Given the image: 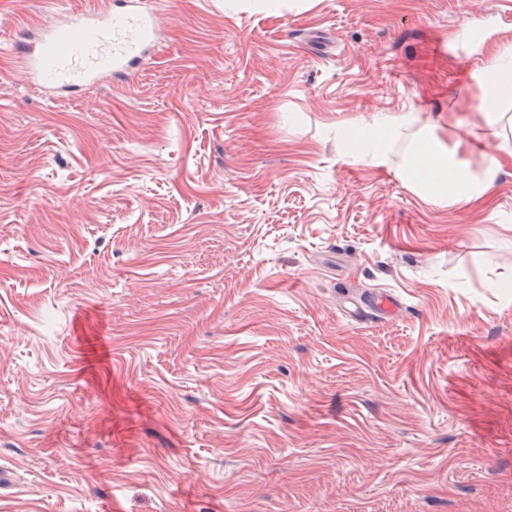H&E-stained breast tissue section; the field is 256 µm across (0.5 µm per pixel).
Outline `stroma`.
<instances>
[{
    "instance_id": "obj_1",
    "label": "stroma",
    "mask_w": 512,
    "mask_h": 512,
    "mask_svg": "<svg viewBox=\"0 0 512 512\" xmlns=\"http://www.w3.org/2000/svg\"><path fill=\"white\" fill-rule=\"evenodd\" d=\"M224 2L60 97L6 45L88 0H0V512H512V157L437 208L336 146L482 166L512 0ZM411 112L399 116L383 115L375 121V129L355 134L349 129L338 128L336 138L341 158L351 161L385 162L394 144L413 125ZM400 309L401 302L393 294L387 291H374L367 296L364 306H356L351 315L359 318L370 313L375 317L384 318L396 315Z\"/></svg>"
}]
</instances>
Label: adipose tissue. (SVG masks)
I'll list each match as a JSON object with an SVG mask.
<instances>
[{"label": "adipose tissue", "mask_w": 512, "mask_h": 512, "mask_svg": "<svg viewBox=\"0 0 512 512\" xmlns=\"http://www.w3.org/2000/svg\"><path fill=\"white\" fill-rule=\"evenodd\" d=\"M473 77L481 89L480 110L492 136L499 138L512 132V46L503 47L492 59L481 62ZM414 121L409 113L384 115L377 119L373 130L365 133L338 129L340 155L351 161L384 162ZM500 167L498 157L492 154L479 170H472L431 133L418 132L399 171L408 187L430 205L455 207L482 197Z\"/></svg>", "instance_id": "ef3b65f1"}]
</instances>
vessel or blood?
Instances as JSON below:
<instances>
[{"instance_id":"1","label":"vessel or blood","mask_w":512,"mask_h":512,"mask_svg":"<svg viewBox=\"0 0 512 512\" xmlns=\"http://www.w3.org/2000/svg\"><path fill=\"white\" fill-rule=\"evenodd\" d=\"M158 15L141 0H101L66 13L54 25L20 32L12 53L24 72L47 89L70 92L105 75L127 81L158 45ZM400 308L390 292L374 291L352 315L384 318Z\"/></svg>"}]
</instances>
